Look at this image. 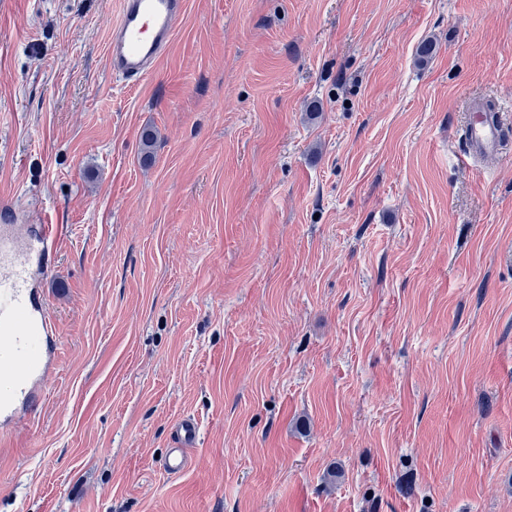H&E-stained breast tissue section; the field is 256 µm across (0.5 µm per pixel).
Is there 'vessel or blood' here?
Instances as JSON below:
<instances>
[{"instance_id":"vessel-or-blood-1","label":"vessel or blood","mask_w":512,"mask_h":512,"mask_svg":"<svg viewBox=\"0 0 512 512\" xmlns=\"http://www.w3.org/2000/svg\"><path fill=\"white\" fill-rule=\"evenodd\" d=\"M120 18L110 32L107 56L112 75L137 82L155 71L170 47L186 0H121ZM469 157L501 153L512 131L490 108L473 105L464 130ZM13 201L0 202V426L21 409L40 402L43 385L56 365L54 325L41 294L54 254L57 225L27 227L17 222ZM199 428L181 419L174 444L163 460L165 472L178 475L188 466L187 448Z\"/></svg>"}]
</instances>
